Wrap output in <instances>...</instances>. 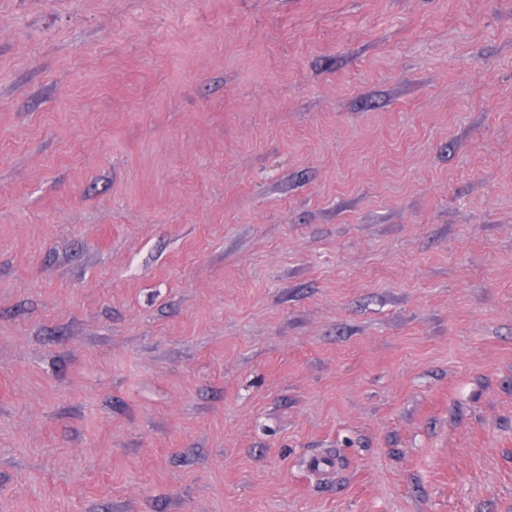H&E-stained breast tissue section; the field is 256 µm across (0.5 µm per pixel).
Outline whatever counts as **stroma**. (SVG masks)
<instances>
[{"mask_svg": "<svg viewBox=\"0 0 512 512\" xmlns=\"http://www.w3.org/2000/svg\"><path fill=\"white\" fill-rule=\"evenodd\" d=\"M0 512H512V0H0Z\"/></svg>", "mask_w": 512, "mask_h": 512, "instance_id": "obj_1", "label": "stroma"}]
</instances>
